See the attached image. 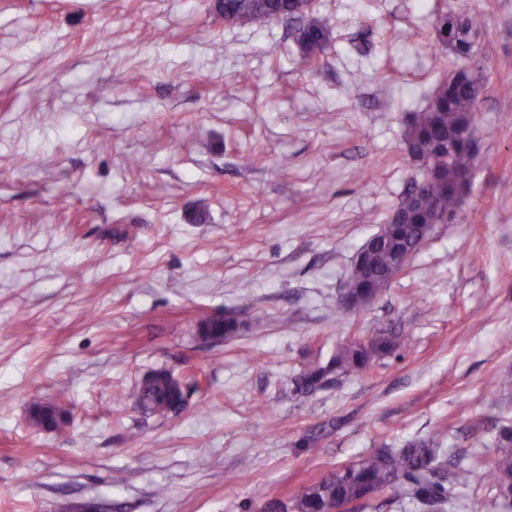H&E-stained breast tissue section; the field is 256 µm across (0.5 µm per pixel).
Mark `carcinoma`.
<instances>
[{"label":"carcinoma","instance_id":"carcinoma-1","mask_svg":"<svg viewBox=\"0 0 512 512\" xmlns=\"http://www.w3.org/2000/svg\"><path fill=\"white\" fill-rule=\"evenodd\" d=\"M224 20L239 25H262L275 18L302 21L296 43L302 58L316 69L329 41L326 26L306 19L309 6L304 0H220ZM482 23L470 0H457L456 10L439 16L434 25L436 44L458 58L473 54ZM484 91L482 77L466 69H450L435 88L427 107L414 114L405 142L408 156L421 162L423 178L412 181L396 206L400 218L387 219L380 232L369 237L356 252L354 273L338 298L340 308L376 298L398 274L397 259L412 256L427 239V227L456 210L465 189L463 178L470 174L477 156L471 138L472 112ZM212 339L232 335L237 320L229 314L201 321ZM391 341L373 336L340 348L330 363L313 366L296 379L297 388L307 391L331 373L360 375L372 358L387 352ZM173 374L159 370L142 380L133 398L147 412L167 417L184 408L172 395ZM66 414L49 411L37 425L62 430ZM468 479L490 478L498 497L512 499V423L501 427L497 454L490 468L478 458L462 472ZM448 483L445 455L432 441H416L402 448H378L370 455L349 463L306 489L297 501L298 512H340L350 503L362 502L389 490L399 499L417 504L421 512H447L453 502Z\"/></svg>","mask_w":512,"mask_h":512}]
</instances>
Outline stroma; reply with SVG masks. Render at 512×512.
Masks as SVG:
<instances>
[{
	"label": "stroma",
	"instance_id": "stroma-1",
	"mask_svg": "<svg viewBox=\"0 0 512 512\" xmlns=\"http://www.w3.org/2000/svg\"><path fill=\"white\" fill-rule=\"evenodd\" d=\"M453 2L311 0L312 72L294 22L228 23L218 0H0V512H296L378 448L434 439L452 477L492 460L512 420V0H477L457 62L485 90L455 219L337 307L421 174L404 139L447 74ZM229 311L237 335L201 336ZM372 336L394 347L366 374L297 392ZM158 369L187 382L165 419L128 397ZM36 398L65 430L31 424ZM454 490L449 512H512L479 479ZM482 23L470 0L457 1L456 10L440 15L434 25L436 44L450 50L457 58H468L474 52L475 39ZM296 43L302 58L311 68L317 69L322 64V54L329 41V31L314 19L303 22L296 33Z\"/></svg>",
	"mask_w": 512,
	"mask_h": 512
}]
</instances>
